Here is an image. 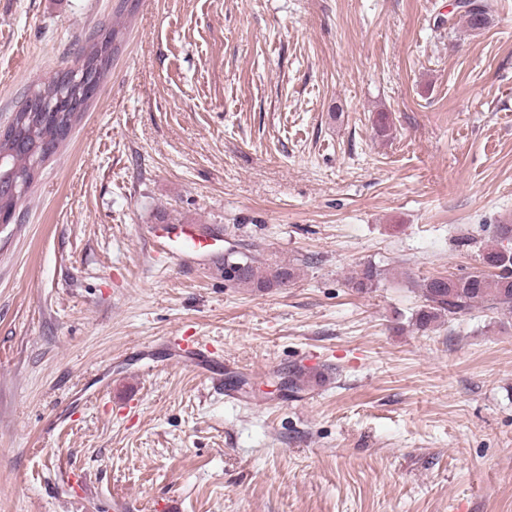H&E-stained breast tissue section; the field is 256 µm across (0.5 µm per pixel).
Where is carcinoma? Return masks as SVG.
Masks as SVG:
<instances>
[{"label":"carcinoma","instance_id":"1","mask_svg":"<svg viewBox=\"0 0 512 512\" xmlns=\"http://www.w3.org/2000/svg\"><path fill=\"white\" fill-rule=\"evenodd\" d=\"M460 17L472 31L482 30L491 20L494 4L491 0H464L457 5ZM121 31L113 26H102L90 37L88 48L77 54L70 69H80L94 62L101 54L118 51ZM60 75L47 79L37 90L26 95L24 103L15 112L7 125V136L0 135V159H5L17 173L24 186L23 193L4 199L0 197V212H14L17 205L28 194L35 179L33 167V150L40 154L39 163L55 153L65 140L63 125L74 123L85 111L81 106L68 112L65 118H59L54 112H42L34 122L25 120L27 101L43 92L51 91L59 82ZM238 266V273L232 279L233 285L242 288L264 290L280 287L293 280L296 268L282 263H268L258 259L249 251L229 249L224 253V267ZM494 268L495 274L486 269ZM378 270L367 265L352 277L354 288L363 292L372 289L378 281ZM424 304L416 314V323L421 328L444 317H453L482 305L497 313H512V250L504 248H488L481 255V266L461 277L438 276L427 279L421 285Z\"/></svg>","mask_w":512,"mask_h":512}]
</instances>
